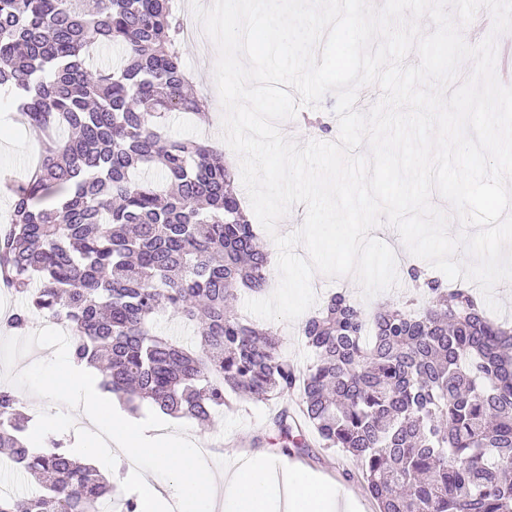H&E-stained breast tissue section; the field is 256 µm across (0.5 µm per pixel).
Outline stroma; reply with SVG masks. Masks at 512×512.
<instances>
[{
  "instance_id": "obj_1",
  "label": "stroma",
  "mask_w": 512,
  "mask_h": 512,
  "mask_svg": "<svg viewBox=\"0 0 512 512\" xmlns=\"http://www.w3.org/2000/svg\"><path fill=\"white\" fill-rule=\"evenodd\" d=\"M182 57L192 72L200 74L201 79L196 82L195 88L207 97L213 118L191 123L181 114H174L169 121L167 135L172 139L191 137L220 143L222 128L214 121L215 115L222 112L214 81L216 59L192 40L184 41ZM5 137L14 140L16 149L7 156L0 154V169L12 172L14 179H21L37 155V137L12 120L0 124V139ZM32 323L33 331L25 335L0 338V385L27 389L28 395L23 402L35 422H42L49 415L66 421L72 411V400L62 393L42 391L40 382L47 371L69 366V337L60 333L47 317L35 316ZM272 411V405L242 398L236 401L233 409L216 413L207 425L201 426L192 420L175 417L170 418L169 424L173 429L188 430L195 438L213 444L214 450L209 460L213 467H220L225 455L235 449L257 446L274 460L282 459L286 463L332 477L354 492L363 512H378L376 503L359 480L349 476L351 464L340 454L320 448L318 443L313 442L307 448L293 450L291 455H283L280 441L269 426Z\"/></svg>"
}]
</instances>
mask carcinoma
Here are the masks:
<instances>
[{
    "mask_svg": "<svg viewBox=\"0 0 512 512\" xmlns=\"http://www.w3.org/2000/svg\"><path fill=\"white\" fill-rule=\"evenodd\" d=\"M184 34L178 0H0V98L41 135L30 175L8 184L0 288L29 303L3 321H63L73 362L132 413L207 424L233 395L278 405L282 453L314 431L379 512H512V326L468 284L415 263L419 308L331 294L302 326L305 370L228 306L265 289L268 253L224 152L167 137L171 114L205 108L186 91ZM102 45L120 51L104 70L90 63ZM162 314L195 347L158 331ZM31 428L0 386V459L37 484L24 501L0 494V512H97L112 483L61 440L32 446Z\"/></svg>",
    "mask_w": 512,
    "mask_h": 512,
    "instance_id": "cac0c4a2",
    "label": "carcinoma"
}]
</instances>
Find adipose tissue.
Here are the masks:
<instances>
[{
	"label": "adipose tissue",
	"instance_id": "adipose-tissue-1",
	"mask_svg": "<svg viewBox=\"0 0 512 512\" xmlns=\"http://www.w3.org/2000/svg\"><path fill=\"white\" fill-rule=\"evenodd\" d=\"M43 386L70 395L77 421L95 430L97 445L78 452L111 469L115 459L140 463V512H212L225 485L234 488L231 512H351L352 502H341L335 483L318 479L303 469L286 467L274 479L265 457L241 459L238 466L218 474L206 465L195 441L182 430L151 434L112 411L95 389L93 373L72 367L48 371ZM174 475L171 485L159 483L158 471Z\"/></svg>",
	"mask_w": 512,
	"mask_h": 512
}]
</instances>
